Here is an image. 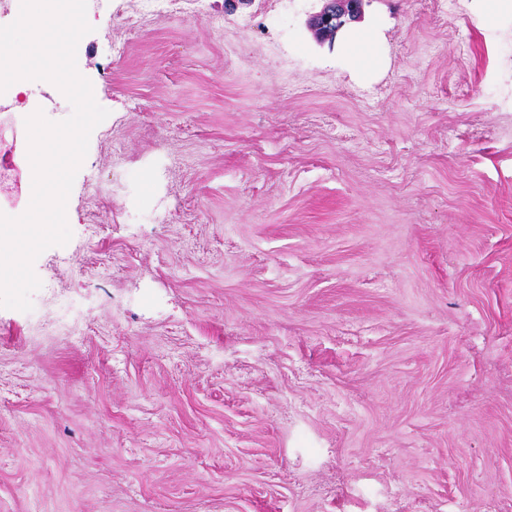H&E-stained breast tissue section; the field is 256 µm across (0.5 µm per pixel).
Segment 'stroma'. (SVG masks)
I'll return each mask as SVG.
<instances>
[{"label":"stroma","instance_id":"stroma-1","mask_svg":"<svg viewBox=\"0 0 512 512\" xmlns=\"http://www.w3.org/2000/svg\"><path fill=\"white\" fill-rule=\"evenodd\" d=\"M314 11L93 0L109 115L0 308V512H512V0ZM38 110L0 94L10 216ZM321 3L319 11L311 16V25L323 38H332L346 21L345 16L356 18L363 12L366 0H312Z\"/></svg>","mask_w":512,"mask_h":512}]
</instances>
